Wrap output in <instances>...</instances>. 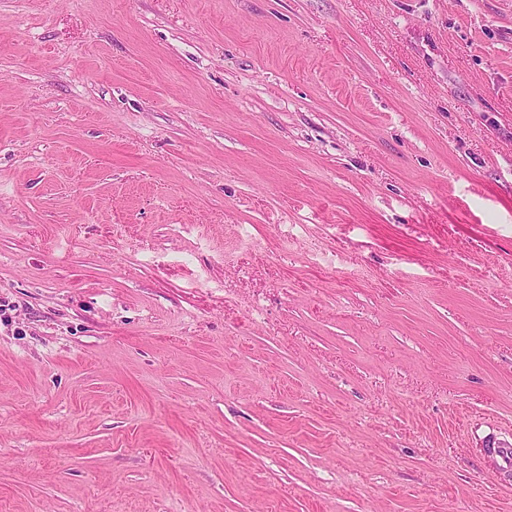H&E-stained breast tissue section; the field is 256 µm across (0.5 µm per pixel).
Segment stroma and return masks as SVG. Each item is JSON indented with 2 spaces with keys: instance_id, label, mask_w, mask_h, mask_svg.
<instances>
[{
  "instance_id": "stroma-1",
  "label": "stroma",
  "mask_w": 512,
  "mask_h": 512,
  "mask_svg": "<svg viewBox=\"0 0 512 512\" xmlns=\"http://www.w3.org/2000/svg\"><path fill=\"white\" fill-rule=\"evenodd\" d=\"M512 0H0V512H512Z\"/></svg>"
}]
</instances>
